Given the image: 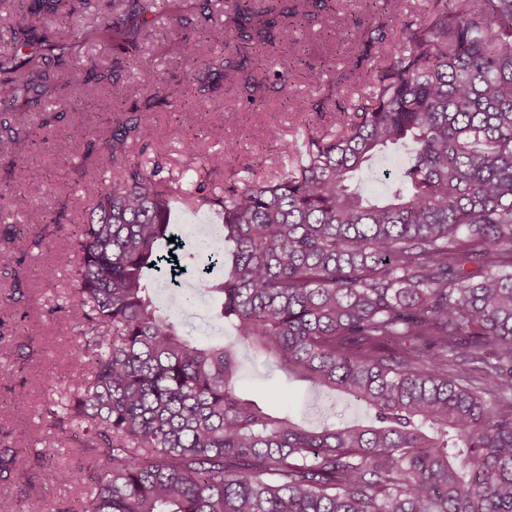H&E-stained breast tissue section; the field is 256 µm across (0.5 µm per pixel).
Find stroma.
Instances as JSON below:
<instances>
[{
	"instance_id": "obj_1",
	"label": "stroma",
	"mask_w": 512,
	"mask_h": 512,
	"mask_svg": "<svg viewBox=\"0 0 512 512\" xmlns=\"http://www.w3.org/2000/svg\"><path fill=\"white\" fill-rule=\"evenodd\" d=\"M93 10L76 15L71 26L79 38L73 56L84 63L110 64L111 56L96 28L107 13L106 0H94ZM198 0H174V15L183 18L184 28L173 26L168 16H161L155 24L156 32L141 43L136 57L127 60L122 70L124 81L136 84L142 95H149L153 86L164 83L177 89V77L184 70L178 55L182 35L198 40L202 37L199 24ZM307 57L322 63L328 69V81H335L337 73L349 64L347 49H335L323 36L322 22L308 25L302 35ZM296 98L282 100L273 91H266L265 104L250 108L236 87H220L215 92L201 95L196 90L179 91L178 103L185 111L181 120H174L172 110L166 106L153 109L152 124L145 141L147 150L143 162L160 159L173 172L198 166L202 159L216 150H229L235 168L259 164L271 153L282 155L284 163H291L304 151L309 134L319 127H330L333 115L313 111L311 105L318 92L306 82H299ZM81 122L63 117L56 122L59 135L75 140L109 125L112 116V97L109 85L79 90ZM60 106L46 99L30 110L28 127L34 143L26 164V178L30 181H52L63 175L68 166L44 143V129L40 123L44 114L58 112ZM278 125L282 132L280 142L272 144L265 133L269 125ZM192 138L196 150L186 153L182 141ZM94 184L91 177H83L75 192L66 199L53 190H45L37 197L28 195L20 186L0 184L18 222L24 223L25 234L43 233L42 247L29 251L26 257L28 285L22 309L23 318L17 319L9 336L0 339V406L8 411L0 418V441L23 449L18 474L10 480L0 481V512H22L25 498L41 497L47 512H57L61 504L79 506L86 497L90 480L77 469L79 451L76 439L58 434L48 425L46 403L53 389L66 387L72 375V358L79 340L65 314L46 316L57 294L71 287L68 270L59 263L60 253L67 249L66 233L55 228H41L30 223L33 214L58 215L61 223L81 214L88 203ZM218 301L214 296L196 292L194 302L185 307L178 321L184 334L202 343L228 341L231 329L215 318ZM42 321V333L30 336L25 332L27 320ZM238 389L268 412L291 413L308 425H316L323 412L324 401L309 382L288 376L272 363L250 357L242 358L238 374ZM23 393L21 403H13L15 393ZM37 448L49 451L47 460L34 456ZM74 471L71 482L57 480V471Z\"/></svg>"
}]
</instances>
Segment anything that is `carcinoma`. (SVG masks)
<instances>
[{"mask_svg": "<svg viewBox=\"0 0 512 512\" xmlns=\"http://www.w3.org/2000/svg\"><path fill=\"white\" fill-rule=\"evenodd\" d=\"M86 0H27L0 55V97L20 111L0 118V181L23 176L24 113L41 97L112 84V126L91 139H52L86 175L96 156L112 169L72 221L64 265L73 288L50 312L70 319L80 345L74 380L48 400L51 427L82 435L94 473L80 512H512V0H430L390 32L396 0H366L379 22L362 25L341 79L361 92L340 102L327 87L315 109L334 128L311 137L290 169L282 157L223 182L230 153L207 155L186 175L133 161L152 112L109 67L78 66L66 24ZM204 5L209 46L233 57L219 72L189 68L186 85L240 86L253 105L271 87L296 93L292 66H254L260 51L330 13L333 0H226ZM100 35L112 61L151 35L155 0H110ZM153 105H177L164 85ZM411 147L390 194L354 186L389 145ZM206 206L233 244L207 255L200 288L217 295L235 340L202 345L180 332L192 298L154 294L180 243L172 204ZM0 222V267L14 268L0 316L22 302L26 251ZM249 349L328 392L361 402L366 423L303 427L236 390L238 352ZM19 451L0 448V479Z\"/></svg>", "mask_w": 512, "mask_h": 512, "instance_id": "carcinoma-1", "label": "carcinoma"}]
</instances>
